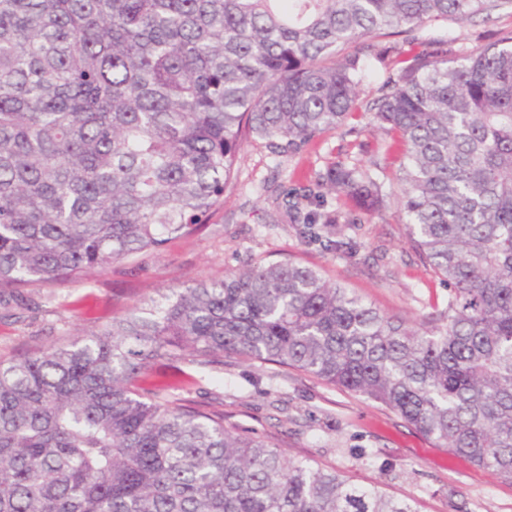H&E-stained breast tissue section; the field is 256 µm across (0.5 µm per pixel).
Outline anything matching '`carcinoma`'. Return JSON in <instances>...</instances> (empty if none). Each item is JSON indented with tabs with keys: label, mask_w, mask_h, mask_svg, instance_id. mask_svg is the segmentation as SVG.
Here are the masks:
<instances>
[{
	"label": "carcinoma",
	"mask_w": 512,
	"mask_h": 512,
	"mask_svg": "<svg viewBox=\"0 0 512 512\" xmlns=\"http://www.w3.org/2000/svg\"><path fill=\"white\" fill-rule=\"evenodd\" d=\"M512 0H0V286L58 283L192 231L245 137L293 153L358 111L370 40ZM365 106L399 136L410 238L448 283L425 330L290 261L0 361V512H420L183 403L153 366L274 362L397 413L512 482V36L414 38ZM366 167L315 182L373 213ZM294 209L303 224L331 215Z\"/></svg>",
	"instance_id": "carcinoma-1"
}]
</instances>
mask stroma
<instances>
[{"label": "stroma", "instance_id": "1", "mask_svg": "<svg viewBox=\"0 0 512 512\" xmlns=\"http://www.w3.org/2000/svg\"><path fill=\"white\" fill-rule=\"evenodd\" d=\"M511 31L512 11L504 9L475 22L435 21L421 34L453 39L463 55ZM337 161L380 162L385 207L353 216L342 194L317 187L316 172ZM400 162L390 138L364 111L350 126L283 157L266 141L247 139L231 185L197 231L62 283L0 288V360L38 354L102 331L183 288L281 260L318 269L382 313L426 328L446 308L448 288L411 242L398 206ZM309 193L334 223L303 230L294 224L285 198ZM330 240L342 242V249L327 250ZM180 367L179 397L223 414L227 426L278 443L290 457L415 498L422 512H512L511 482L452 457L379 403L312 374L235 355L207 363L188 353Z\"/></svg>", "mask_w": 512, "mask_h": 512}]
</instances>
